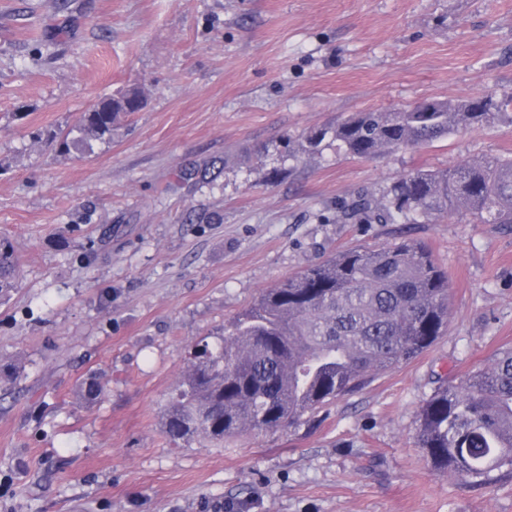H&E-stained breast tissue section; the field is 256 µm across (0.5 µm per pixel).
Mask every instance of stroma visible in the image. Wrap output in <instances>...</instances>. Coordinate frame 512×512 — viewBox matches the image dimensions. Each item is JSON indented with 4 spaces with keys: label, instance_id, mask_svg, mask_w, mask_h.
<instances>
[{
    "label": "stroma",
    "instance_id": "stroma-1",
    "mask_svg": "<svg viewBox=\"0 0 512 512\" xmlns=\"http://www.w3.org/2000/svg\"><path fill=\"white\" fill-rule=\"evenodd\" d=\"M109 142L53 135L121 90ZM512 95V0H0V512H512L435 471L416 413L512 347V227L338 215L408 172L512 156L494 124L374 159L305 136L357 112ZM425 243L445 336L291 430L170 441L198 345L348 248ZM106 387L84 403L82 381ZM19 265L15 246L12 240L0 236V298L7 297L13 288L17 287Z\"/></svg>",
    "mask_w": 512,
    "mask_h": 512
}]
</instances>
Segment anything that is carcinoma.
Returning <instances> with one entry per match:
<instances>
[{"label": "carcinoma", "mask_w": 512, "mask_h": 512, "mask_svg": "<svg viewBox=\"0 0 512 512\" xmlns=\"http://www.w3.org/2000/svg\"><path fill=\"white\" fill-rule=\"evenodd\" d=\"M512 102L493 93L424 100L407 109L358 112L320 128L302 144L330 140L362 159L426 145L488 125ZM129 89L85 112L77 131L106 141L120 117L140 111ZM465 209L481 224L512 225V158L416 170L386 193L379 220L440 218ZM12 240L0 236V298L17 287ZM448 327V275L428 249L403 241L379 250L340 251L275 288L202 345L162 417L174 441L219 445L224 438L290 429L304 416L364 387L374 376L429 349ZM104 393L94 378L80 397ZM416 439L431 465L473 485L512 475V348L459 381L442 380L420 407Z\"/></svg>", "instance_id": "obj_1"}]
</instances>
